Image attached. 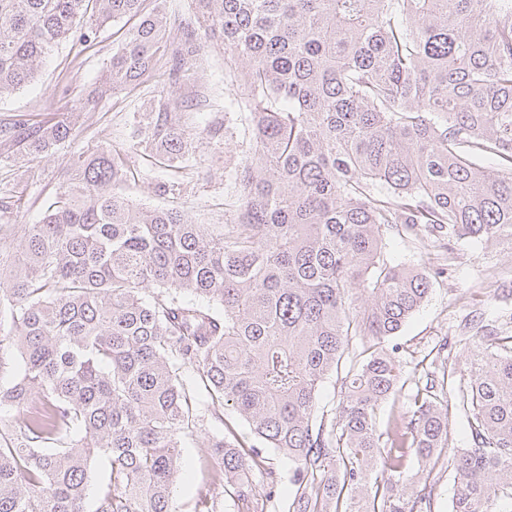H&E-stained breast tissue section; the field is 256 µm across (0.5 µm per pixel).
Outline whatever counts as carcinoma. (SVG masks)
<instances>
[{
	"label": "carcinoma",
	"instance_id": "1",
	"mask_svg": "<svg viewBox=\"0 0 512 512\" xmlns=\"http://www.w3.org/2000/svg\"><path fill=\"white\" fill-rule=\"evenodd\" d=\"M143 2L0 0V97L62 41L90 43L117 18L139 22L103 93L136 87L161 51L176 85L204 49L197 31L218 37L253 150L236 171V222L134 206L120 155L76 156L0 276V365L20 363L0 384V512H85L99 462L110 474L95 512H173L180 448L199 430L184 372L294 462L290 512H434L408 460L448 447L451 397L471 445L452 449L449 512H512V336L477 337L457 395L447 372H427L414 409L377 422L401 391L389 340L427 298L430 270H446L439 256L383 258L387 233L512 246V0H195L171 44L160 0L148 13ZM187 107L159 101L156 160L193 151ZM3 135L39 155L71 125L20 118ZM344 362L331 417L318 391ZM200 461L204 512H218L214 485L249 509L277 482L236 438L209 441Z\"/></svg>",
	"mask_w": 512,
	"mask_h": 512
}]
</instances>
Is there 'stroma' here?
I'll return each mask as SVG.
<instances>
[{
    "instance_id": "35a3bbf8",
    "label": "stroma",
    "mask_w": 512,
    "mask_h": 512,
    "mask_svg": "<svg viewBox=\"0 0 512 512\" xmlns=\"http://www.w3.org/2000/svg\"><path fill=\"white\" fill-rule=\"evenodd\" d=\"M132 26L123 18L99 29L91 43L63 42L37 79L0 98L1 122L20 116L49 125L66 108L72 128L64 145L36 157L0 138V259L9 260L20 251L22 225L39 223L74 156L101 148L122 155L128 175L122 192L133 205L173 208L197 224L232 222L225 206L235 172L249 154L250 136L238 113L224 109L242 89L224 78L223 44L207 38L200 67L175 87L167 86L161 59L135 89L100 93L101 74ZM165 90L193 100L183 122L201 135L195 152L173 167L156 162L149 146L148 117ZM215 123L225 127V138L206 137V129ZM489 331L512 336V251L461 241L448 252L447 273L433 278L426 302L394 338L404 376H411L418 365L430 370L426 356L444 339L449 367L468 377L473 339ZM223 435L255 442L232 408H224L218 419L205 415L196 440L181 450L176 512H198L200 448L209 438Z\"/></svg>"
}]
</instances>
